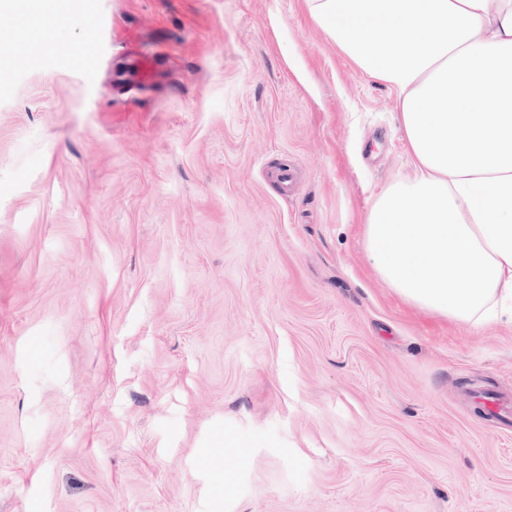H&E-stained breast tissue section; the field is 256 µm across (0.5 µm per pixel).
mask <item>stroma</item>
I'll list each match as a JSON object with an SVG mask.
<instances>
[{
    "label": "stroma",
    "instance_id": "stroma-1",
    "mask_svg": "<svg viewBox=\"0 0 512 512\" xmlns=\"http://www.w3.org/2000/svg\"><path fill=\"white\" fill-rule=\"evenodd\" d=\"M397 110L303 0H91L0 70V512H512V327L364 252Z\"/></svg>",
    "mask_w": 512,
    "mask_h": 512
}]
</instances>
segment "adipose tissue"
Segmentation results:
<instances>
[{"instance_id": "adipose-tissue-1", "label": "adipose tissue", "mask_w": 512, "mask_h": 512, "mask_svg": "<svg viewBox=\"0 0 512 512\" xmlns=\"http://www.w3.org/2000/svg\"><path fill=\"white\" fill-rule=\"evenodd\" d=\"M397 96L415 170L374 197L364 250L416 307L512 324V0H304Z\"/></svg>"}]
</instances>
